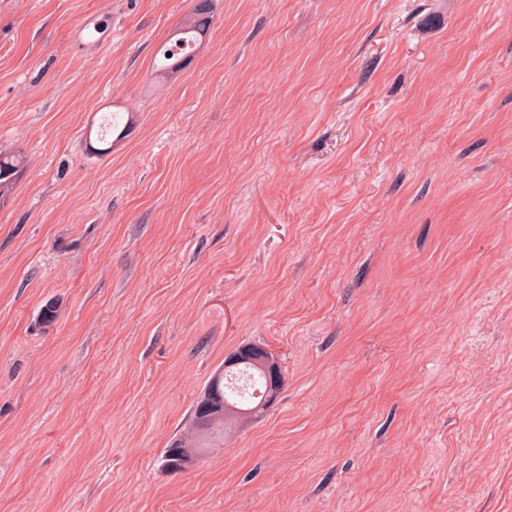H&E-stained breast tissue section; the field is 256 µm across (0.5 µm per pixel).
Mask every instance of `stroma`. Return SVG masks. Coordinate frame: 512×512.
<instances>
[{"instance_id": "1", "label": "stroma", "mask_w": 512, "mask_h": 512, "mask_svg": "<svg viewBox=\"0 0 512 512\" xmlns=\"http://www.w3.org/2000/svg\"><path fill=\"white\" fill-rule=\"evenodd\" d=\"M193 4L0 0V512H512V0ZM211 8L212 0H195L191 11L185 16L183 24L175 34L174 44H187L190 50L194 49L201 41L199 33L205 34L210 23ZM23 169L20 155L0 152V198L9 195ZM240 362L250 363H243L227 369ZM253 364L259 367L267 377L269 387L267 397L266 379ZM215 374L213 375L214 378H219L212 382L210 387L214 390V394L223 401V404L225 402L228 418L224 416V406L222 416L210 423L205 432L200 433L193 423L195 413L201 403L202 396H200L192 409L191 428H189L186 435L176 439L170 448H165L164 450V455H166L164 460L169 463L171 468H177L180 462L181 457L178 448L183 450L190 448L184 459V469L182 470L184 471L197 459V454L192 448H196L197 451L198 448H204L200 445V440L205 439V436L208 435H222L224 437V433L249 423L264 413L266 410V398L270 406L277 399L284 386V377L278 357L269 348L257 344L241 346L229 353L224 359V366ZM222 374L223 376H221ZM241 376L245 384L239 385L237 381H240ZM256 384L258 385L257 387ZM250 388L253 390L250 391ZM239 412H252V415L246 417L239 414Z\"/></svg>"}]
</instances>
